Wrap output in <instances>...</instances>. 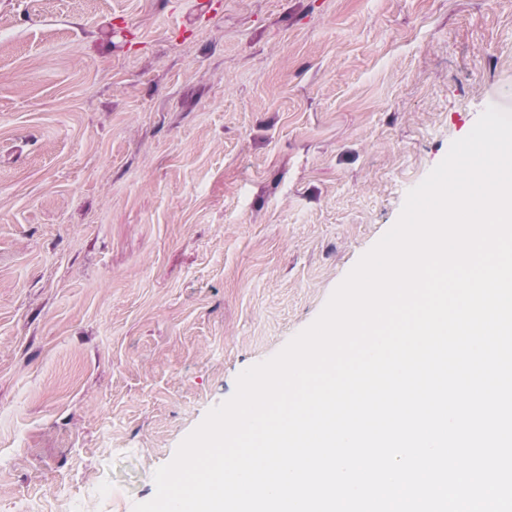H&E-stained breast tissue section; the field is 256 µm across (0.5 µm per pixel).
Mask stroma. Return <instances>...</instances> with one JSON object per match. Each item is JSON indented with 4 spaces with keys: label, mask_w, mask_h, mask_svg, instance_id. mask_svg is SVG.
<instances>
[{
    "label": "stroma",
    "mask_w": 512,
    "mask_h": 512,
    "mask_svg": "<svg viewBox=\"0 0 512 512\" xmlns=\"http://www.w3.org/2000/svg\"><path fill=\"white\" fill-rule=\"evenodd\" d=\"M0 0V512H133L512 89V0Z\"/></svg>",
    "instance_id": "stroma-1"
}]
</instances>
